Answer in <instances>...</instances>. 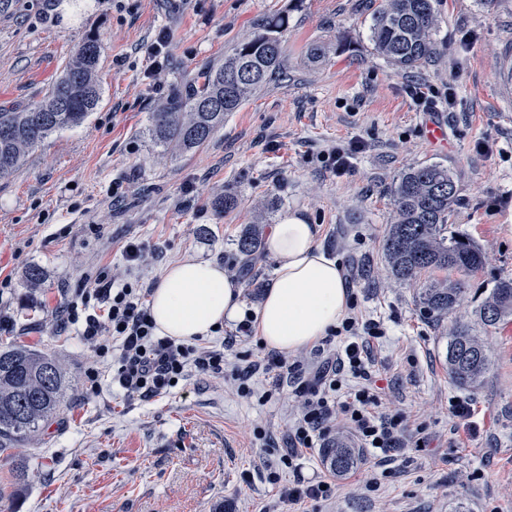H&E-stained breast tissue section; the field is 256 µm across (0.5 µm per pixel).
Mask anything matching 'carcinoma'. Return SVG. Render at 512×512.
Here are the masks:
<instances>
[{
    "mask_svg": "<svg viewBox=\"0 0 512 512\" xmlns=\"http://www.w3.org/2000/svg\"><path fill=\"white\" fill-rule=\"evenodd\" d=\"M437 0H383L371 25L377 52L400 71H407L434 53L432 32L439 24ZM288 28V16L267 20L250 40L238 44L224 64L200 74L201 85L172 92L149 117L154 142L171 154L203 146L241 108L248 97L279 73L283 47L278 37ZM102 43L94 34L84 37L75 59L39 103L21 110L0 108V179L9 176L51 134L82 124L99 104L98 66ZM395 221L389 226L383 251L391 276L412 282L423 272L453 270L460 278L435 280L421 288L423 312L435 319L454 313L470 278L486 265V255L469 237L448 224L458 197V180L447 167L429 164L411 167L392 191ZM259 231L238 240L239 251L249 256L260 248ZM480 322L491 327L512 316V279L492 289L478 310ZM448 375L459 386L475 387L490 364L485 343L469 324L457 320L448 337ZM65 375L52 356L28 347L0 350V452L38 432L64 403ZM330 467L343 474L360 461L354 448L327 450Z\"/></svg>",
    "mask_w": 512,
    "mask_h": 512,
    "instance_id": "obj_1",
    "label": "carcinoma"
}]
</instances>
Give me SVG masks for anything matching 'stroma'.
I'll return each mask as SVG.
<instances>
[{"mask_svg":"<svg viewBox=\"0 0 512 512\" xmlns=\"http://www.w3.org/2000/svg\"><path fill=\"white\" fill-rule=\"evenodd\" d=\"M381 0H14L0 13V107L41 101L72 61L87 33L104 50L97 109L82 125L54 133L26 163L0 179V313L13 316L0 349L27 345L63 365L66 402L38 434L0 454V482L19 497L0 512H260L273 498L269 444L287 445L297 410L287 391L255 375V397L230 382L195 375L171 393L128 400L102 373L84 341L54 332L61 291L82 269L123 268L127 241L148 242L147 281L183 259L240 263L243 297L256 303L276 264L266 250L245 259L237 240L252 224L270 230L294 214L319 228L333 259L350 258V286L363 314L380 320L375 340L379 386L393 384L396 404L424 429V447L403 449L377 490L366 488L368 461L335 476L336 494L309 502L307 512H512V318L478 324L476 310L497 281L512 278V0H440L436 52L419 68L399 72L370 40ZM284 14L283 74L254 93L198 150L170 156L148 133L149 116L173 85L250 39ZM169 42L148 54L160 31ZM327 55L313 64L311 43ZM420 82L451 92L437 116L448 146L423 134L426 114L406 93ZM353 148L351 169L334 174L319 162L332 145ZM439 163L459 179L449 222L488 255L469 281L457 318L486 342L490 366L477 387L448 376L446 351L454 319L424 318L421 284L393 279L383 240L394 221L391 190L407 168ZM129 182L127 201L113 205V181ZM192 201H185V187ZM236 209L218 214L224 197ZM100 225L93 233L92 225ZM37 266L44 277L30 285ZM270 392L266 403L257 396ZM469 399L479 439L453 427L452 400Z\"/></svg>","mask_w":512,"mask_h":512,"instance_id":"stroma-1","label":"stroma"}]
</instances>
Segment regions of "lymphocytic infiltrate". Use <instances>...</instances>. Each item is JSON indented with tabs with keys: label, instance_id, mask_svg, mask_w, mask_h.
I'll return each mask as SVG.
<instances>
[{
	"label": "lymphocytic infiltrate",
	"instance_id": "obj_1",
	"mask_svg": "<svg viewBox=\"0 0 512 512\" xmlns=\"http://www.w3.org/2000/svg\"><path fill=\"white\" fill-rule=\"evenodd\" d=\"M146 251L143 242H127L124 276L99 265L83 271L55 315L56 329L76 328L95 355L109 361L112 381L125 398L145 401L169 393L173 382L193 373L230 376L238 393L249 397L255 394L251 380L258 373L271 378L274 386L291 389L300 413L288 427L286 451L267 466V479L276 485L282 503L317 502L332 495L335 484L325 477L288 488L279 481L281 471L296 468L304 451L325 447L338 420L347 421L374 466L386 465L408 446L412 433L406 414L380 411L381 391L372 379L370 344L385 334L380 321L350 310L341 326L329 329L321 340L328 356L310 372L275 350L256 359L242 356L230 369L223 349L156 335L147 305L152 287L130 275L142 266Z\"/></svg>",
	"mask_w": 512,
	"mask_h": 512
}]
</instances>
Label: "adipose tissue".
<instances>
[{
	"instance_id": "adipose-tissue-1",
	"label": "adipose tissue",
	"mask_w": 512,
	"mask_h": 512,
	"mask_svg": "<svg viewBox=\"0 0 512 512\" xmlns=\"http://www.w3.org/2000/svg\"><path fill=\"white\" fill-rule=\"evenodd\" d=\"M268 252L274 277L253 306L217 264L187 259L165 268L150 296L157 334L206 339L249 314L268 348L290 353L321 340L345 318L349 290L336 260L321 248L317 228L286 217L272 226Z\"/></svg>"
}]
</instances>
